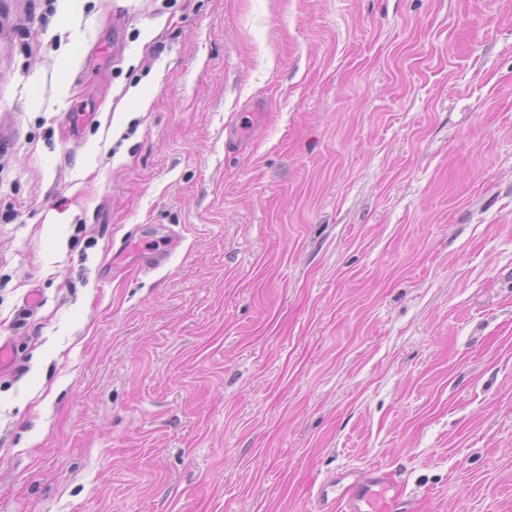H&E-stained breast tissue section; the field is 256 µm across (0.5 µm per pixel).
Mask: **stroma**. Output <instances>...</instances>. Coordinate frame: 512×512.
Here are the masks:
<instances>
[{
	"label": "stroma",
	"mask_w": 512,
	"mask_h": 512,
	"mask_svg": "<svg viewBox=\"0 0 512 512\" xmlns=\"http://www.w3.org/2000/svg\"><path fill=\"white\" fill-rule=\"evenodd\" d=\"M0 338V512H512V0H0ZM340 473L324 480L316 494L318 512H397L405 507L403 487L382 467H374L366 480H354L336 496V484L348 478Z\"/></svg>",
	"instance_id": "obj_1"
}]
</instances>
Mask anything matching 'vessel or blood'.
I'll return each mask as SVG.
<instances>
[{
	"label": "vessel or blood",
	"mask_w": 512,
	"mask_h": 512,
	"mask_svg": "<svg viewBox=\"0 0 512 512\" xmlns=\"http://www.w3.org/2000/svg\"><path fill=\"white\" fill-rule=\"evenodd\" d=\"M317 512H402L403 487L381 467L369 477L344 483L342 475L324 480L316 494Z\"/></svg>",
	"instance_id": "b4317fda"
}]
</instances>
